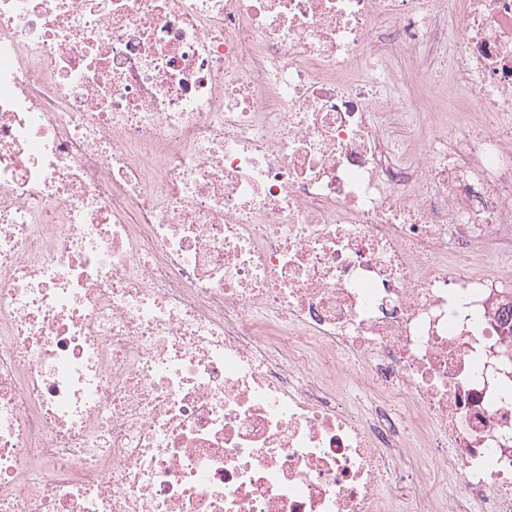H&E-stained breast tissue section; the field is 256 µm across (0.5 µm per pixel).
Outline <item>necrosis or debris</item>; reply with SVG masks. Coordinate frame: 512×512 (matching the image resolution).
Here are the masks:
<instances>
[{
  "label": "necrosis or debris",
  "instance_id": "1",
  "mask_svg": "<svg viewBox=\"0 0 512 512\" xmlns=\"http://www.w3.org/2000/svg\"><path fill=\"white\" fill-rule=\"evenodd\" d=\"M509 262L512 0H0V512H512Z\"/></svg>",
  "mask_w": 512,
  "mask_h": 512
}]
</instances>
